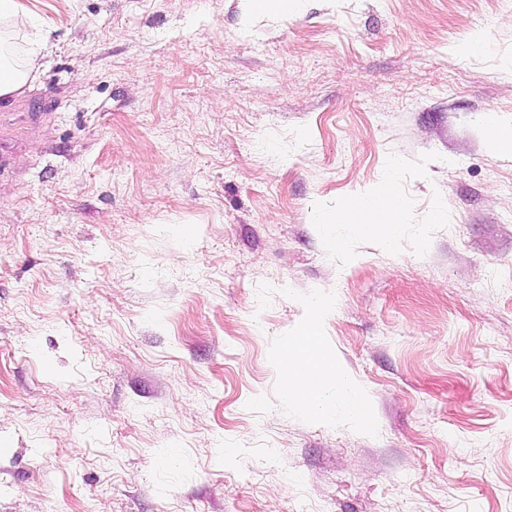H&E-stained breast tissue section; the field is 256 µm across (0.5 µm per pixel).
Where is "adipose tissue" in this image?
<instances>
[{"instance_id":"adipose-tissue-1","label":"adipose tissue","mask_w":512,"mask_h":512,"mask_svg":"<svg viewBox=\"0 0 512 512\" xmlns=\"http://www.w3.org/2000/svg\"><path fill=\"white\" fill-rule=\"evenodd\" d=\"M401 206L402 202L393 189L392 180L384 179L367 196L346 202L340 211V220L345 224L358 225L368 237L389 242L400 221ZM294 349L300 352L301 357L294 361L284 391L289 399L302 406L306 405L308 399H316V414H324L334 399L328 386L329 365L319 352L312 334L294 337L292 346L279 350V358H288Z\"/></svg>"}]
</instances>
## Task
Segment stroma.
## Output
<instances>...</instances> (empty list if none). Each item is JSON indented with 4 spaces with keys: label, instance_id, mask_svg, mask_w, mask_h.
I'll return each mask as SVG.
<instances>
[{
    "label": "stroma",
    "instance_id": "obj_1",
    "mask_svg": "<svg viewBox=\"0 0 512 512\" xmlns=\"http://www.w3.org/2000/svg\"><path fill=\"white\" fill-rule=\"evenodd\" d=\"M19 3L0 512H512V0ZM311 327L374 429L285 396ZM485 132L487 141L491 146H496L498 152H510L512 150V128L501 124L497 116L493 124L486 121ZM401 207L402 201L393 189V181L384 179L367 196L346 202L339 216L341 223L357 224L364 235L389 243L396 224H399Z\"/></svg>",
    "mask_w": 512,
    "mask_h": 512
}]
</instances>
